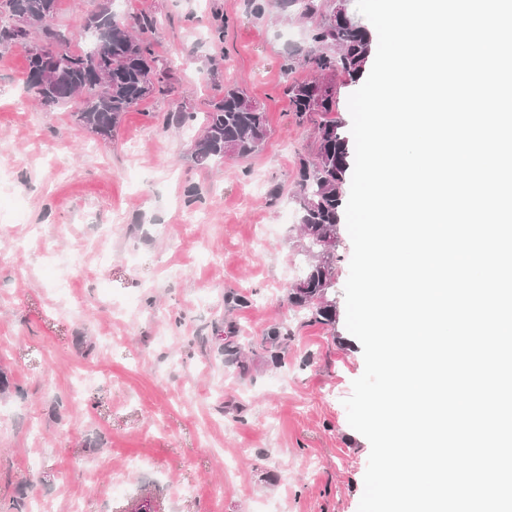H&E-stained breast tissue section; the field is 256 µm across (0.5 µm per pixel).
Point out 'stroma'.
Returning a JSON list of instances; mask_svg holds the SVG:
<instances>
[{"label":"stroma","instance_id":"1","mask_svg":"<svg viewBox=\"0 0 512 512\" xmlns=\"http://www.w3.org/2000/svg\"><path fill=\"white\" fill-rule=\"evenodd\" d=\"M100 3L58 0L47 23L88 49L85 18ZM140 14L161 21L154 41L174 88L127 112L107 141L78 127L75 104L37 106L26 47L0 51V194L20 205L0 213V373L13 384L0 393V501L23 499L28 512H358L370 444L343 405L364 371L345 326L346 226L335 325L288 303L305 265L296 160L315 142L284 93L313 73L284 63L310 47V26L272 6L254 13L251 0H125L121 20ZM228 85L263 107L266 142L197 164L201 122L163 119L206 112ZM57 253L79 262L63 294L43 270ZM230 290L247 304L225 303ZM276 326L287 347L269 342Z\"/></svg>","mask_w":512,"mask_h":512}]
</instances>
